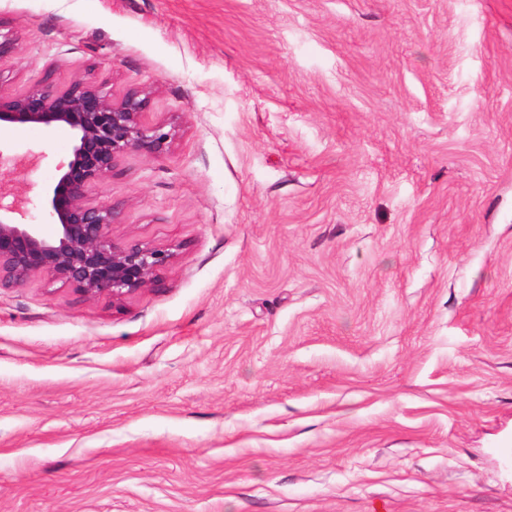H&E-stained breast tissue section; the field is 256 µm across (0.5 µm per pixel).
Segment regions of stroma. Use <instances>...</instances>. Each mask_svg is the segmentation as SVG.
Returning <instances> with one entry per match:
<instances>
[{
    "label": "stroma",
    "instance_id": "1",
    "mask_svg": "<svg viewBox=\"0 0 512 512\" xmlns=\"http://www.w3.org/2000/svg\"><path fill=\"white\" fill-rule=\"evenodd\" d=\"M0 85L150 89L97 190L180 255L0 288V512H512V0H0ZM73 145L5 126L38 198Z\"/></svg>",
    "mask_w": 512,
    "mask_h": 512
}]
</instances>
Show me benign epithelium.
I'll use <instances>...</instances> for the list:
<instances>
[{
  "label": "benign epithelium",
  "instance_id": "1",
  "mask_svg": "<svg viewBox=\"0 0 512 512\" xmlns=\"http://www.w3.org/2000/svg\"><path fill=\"white\" fill-rule=\"evenodd\" d=\"M149 94L137 88L115 100L104 86L82 78L65 87L38 81L21 94L0 87V123L64 127L73 136L71 159L57 166V177L40 198L54 220L50 234L24 221L29 200L12 192L9 179L19 160L0 151V288L42 277L86 298L108 296L120 304L157 283L177 258L176 247L114 237L117 212L91 201L92 191L128 153H168L177 130L143 121Z\"/></svg>",
  "mask_w": 512,
  "mask_h": 512
}]
</instances>
